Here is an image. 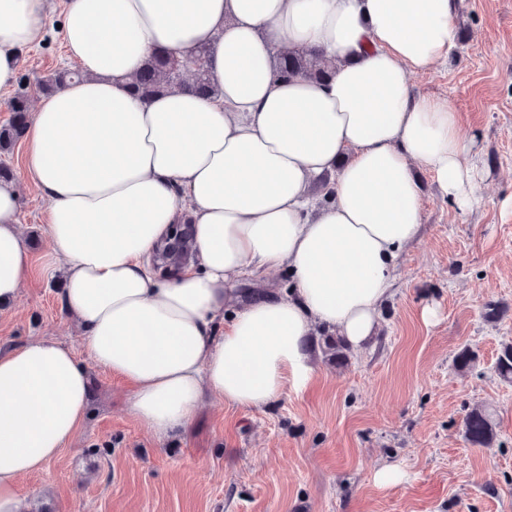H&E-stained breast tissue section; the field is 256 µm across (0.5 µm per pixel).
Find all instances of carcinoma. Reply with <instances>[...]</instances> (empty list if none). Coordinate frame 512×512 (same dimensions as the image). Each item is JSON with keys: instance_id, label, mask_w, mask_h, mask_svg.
Returning <instances> with one entry per match:
<instances>
[{"instance_id": "cac0c4a2", "label": "carcinoma", "mask_w": 512, "mask_h": 512, "mask_svg": "<svg viewBox=\"0 0 512 512\" xmlns=\"http://www.w3.org/2000/svg\"><path fill=\"white\" fill-rule=\"evenodd\" d=\"M270 66L274 74L284 79L295 77L311 81H321L332 76L333 64L315 53L291 51L278 48L272 53ZM81 77L78 70L63 69L51 73L41 80L39 91L48 95L67 82ZM190 85L193 88L218 94L211 83L206 58L199 54L191 61L175 58L170 53L157 50L146 60L143 67L132 79L133 90L144 97L162 94L172 88ZM8 109L12 112L10 121L0 126V181L15 179L13 169L2 160V157L13 153L16 145L24 138L30 114V96L24 89L18 90L8 101ZM177 262L172 253L170 241L164 237L158 244L153 257L155 265L173 266ZM321 345L328 362L340 366L348 357L349 345L339 336L324 334ZM478 360L477 352L463 347L454 357L455 367L465 372L473 368ZM495 370L504 381L512 383V342L501 345ZM464 437L475 447L488 448L496 439L495 427L490 415L483 409L475 408L468 412L463 421Z\"/></svg>"}]
</instances>
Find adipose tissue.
Instances as JSON below:
<instances>
[{
  "mask_svg": "<svg viewBox=\"0 0 512 512\" xmlns=\"http://www.w3.org/2000/svg\"><path fill=\"white\" fill-rule=\"evenodd\" d=\"M49 0H0V94L41 38ZM458 0H61V37L82 80L39 99L26 176L48 203L62 309L86 359L47 337L0 354V512H30L21 490L74 437L89 369L127 381L156 436L186 428L207 400L260 408L314 367L318 329L354 348L373 336L394 268L420 231L428 168L457 206L477 189L460 115L416 96L411 73L456 47ZM335 65L326 81L277 78L273 45ZM206 50L218 93L143 99L131 79L157 47ZM334 174L319 205L313 181ZM188 208L197 267L158 279L150 252ZM287 267V296L264 290L225 314L235 282ZM30 269L19 191L0 181V303Z\"/></svg>",
  "mask_w": 512,
  "mask_h": 512,
  "instance_id": "1",
  "label": "adipose tissue"
}]
</instances>
